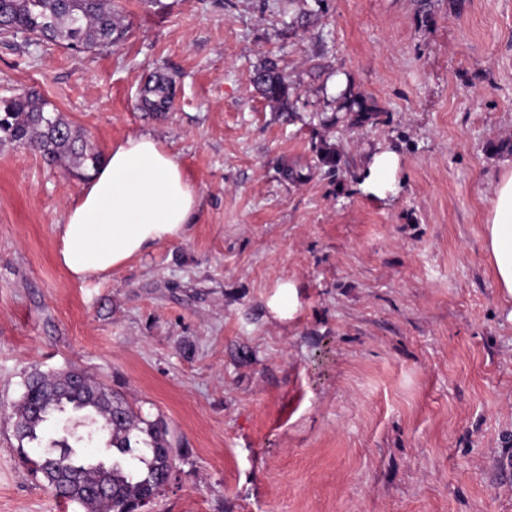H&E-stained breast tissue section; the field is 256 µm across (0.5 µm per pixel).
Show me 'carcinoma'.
Segmentation results:
<instances>
[{
  "instance_id": "obj_1",
  "label": "carcinoma",
  "mask_w": 512,
  "mask_h": 512,
  "mask_svg": "<svg viewBox=\"0 0 512 512\" xmlns=\"http://www.w3.org/2000/svg\"><path fill=\"white\" fill-rule=\"evenodd\" d=\"M37 35L38 40L67 47L113 45L128 34L117 0H0V34ZM254 85L281 112L295 111L299 96L277 60L269 58L256 71ZM174 97L168 78L148 80L140 106L165 112ZM349 117L352 127L377 125L384 111L348 86L336 97L335 112L322 119L325 127ZM27 145L49 164L71 172L94 169L101 154L82 130L58 112H48L29 94L0 99V143ZM318 165L331 174L339 169L336 147L323 140L316 147ZM17 432L29 447L19 446L23 462L41 475L58 498L84 512H133L138 503L154 501L170 481L174 448L166 422L142 414L117 391L87 380L72 368L53 377L30 374L24 384ZM108 439L91 454L87 448L99 430Z\"/></svg>"
}]
</instances>
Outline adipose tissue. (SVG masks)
Segmentation results:
<instances>
[{"instance_id":"adipose-tissue-1","label":"adipose tissue","mask_w":512,"mask_h":512,"mask_svg":"<svg viewBox=\"0 0 512 512\" xmlns=\"http://www.w3.org/2000/svg\"><path fill=\"white\" fill-rule=\"evenodd\" d=\"M395 151L372 155L361 189L383 200L398 191ZM485 248L494 276L512 298V166L490 187ZM199 194L179 157L149 133L113 143L66 205L57 261L77 282L106 277L152 247L185 236L195 224Z\"/></svg>"}]
</instances>
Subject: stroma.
Returning <instances> with one entry per match:
<instances>
[{
	"label": "stroma",
	"mask_w": 512,
	"mask_h": 512,
	"mask_svg": "<svg viewBox=\"0 0 512 512\" xmlns=\"http://www.w3.org/2000/svg\"><path fill=\"white\" fill-rule=\"evenodd\" d=\"M120 3L116 47L0 36V98L33 94L102 153L153 134L201 208L182 239L77 282L56 254L82 177L0 144V512H80L15 432L27 375L73 366L167 422L177 471L153 512H512V301L484 240L512 0H306L291 27L279 0ZM269 58L299 119L252 83ZM158 70L177 94L156 118L137 104ZM339 83L385 123L320 125ZM385 148L399 190L377 200L359 180Z\"/></svg>",
	"instance_id": "1"
}]
</instances>
